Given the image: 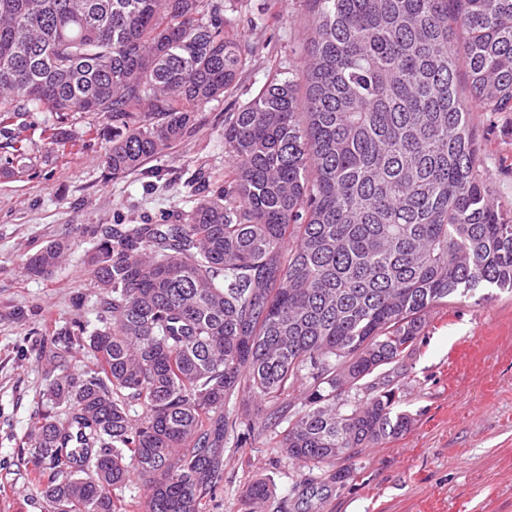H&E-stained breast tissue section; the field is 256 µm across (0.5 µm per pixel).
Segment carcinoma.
<instances>
[{"mask_svg":"<svg viewBox=\"0 0 512 512\" xmlns=\"http://www.w3.org/2000/svg\"><path fill=\"white\" fill-rule=\"evenodd\" d=\"M311 5L303 68L225 120L227 186L180 224L106 229L89 256L100 326L70 345L95 364L47 375L30 448L49 512H121L134 479L140 512H206L242 426L288 422L280 447L310 470L399 438L415 418L371 378L432 310L512 291V216L471 126L474 108L512 112V0ZM244 61L224 0H0V124L91 112L125 174L193 131ZM66 250L46 245L26 273ZM270 496L258 477L245 500Z\"/></svg>","mask_w":512,"mask_h":512,"instance_id":"cac0c4a2","label":"carcinoma"}]
</instances>
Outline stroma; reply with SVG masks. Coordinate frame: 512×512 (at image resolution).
I'll return each mask as SVG.
<instances>
[{
    "mask_svg": "<svg viewBox=\"0 0 512 512\" xmlns=\"http://www.w3.org/2000/svg\"><path fill=\"white\" fill-rule=\"evenodd\" d=\"M224 17L247 48L236 85L206 104L196 129L163 156L113 176L103 162L112 130L96 115L62 121L35 112L23 132L27 161L0 178V512H47L30 485V434L54 338L74 321L98 322L86 257L103 229L179 223L194 199L228 179L226 113L303 64L309 0H224ZM472 125L498 202L512 213V112H476ZM58 126L79 145L51 148L47 137ZM54 241L69 244L63 262L49 275H26V258ZM395 381L416 423L400 439L338 460L352 472L347 481L301 467L272 432L255 429L244 444L230 434L210 512H512V294L479 288L433 310ZM257 475L274 491L249 510L243 494Z\"/></svg>",
    "mask_w": 512,
    "mask_h": 512,
    "instance_id": "35a3bbf8",
    "label": "stroma"
}]
</instances>
